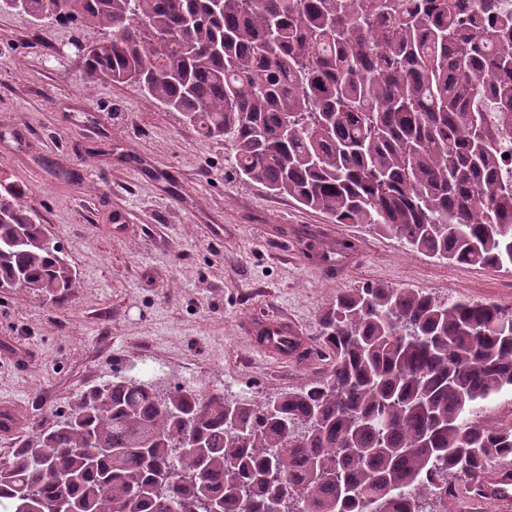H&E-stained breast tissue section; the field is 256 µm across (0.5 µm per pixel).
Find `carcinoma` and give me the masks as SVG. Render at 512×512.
Instances as JSON below:
<instances>
[{"mask_svg": "<svg viewBox=\"0 0 512 512\" xmlns=\"http://www.w3.org/2000/svg\"><path fill=\"white\" fill-rule=\"evenodd\" d=\"M104 32L85 75L135 84L235 172L336 224L512 268V13L501 0H23ZM0 183V290L76 273ZM326 376L253 401L118 367L0 462L8 512H429L512 457V310L386 284L322 315ZM200 444L199 449L192 445Z\"/></svg>", "mask_w": 512, "mask_h": 512, "instance_id": "carcinoma-1", "label": "carcinoma"}]
</instances>
